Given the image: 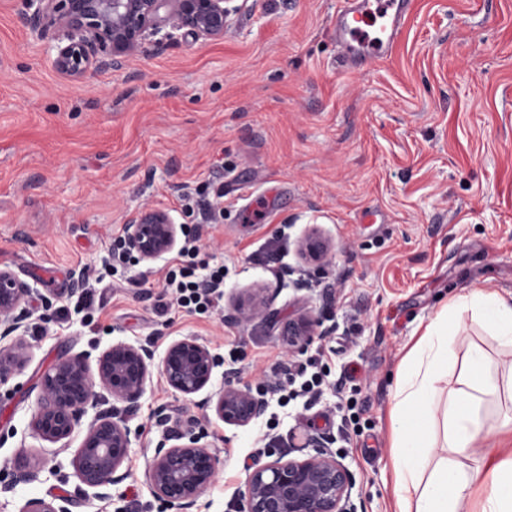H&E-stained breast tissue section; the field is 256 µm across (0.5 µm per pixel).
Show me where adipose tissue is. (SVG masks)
<instances>
[{"mask_svg": "<svg viewBox=\"0 0 512 512\" xmlns=\"http://www.w3.org/2000/svg\"><path fill=\"white\" fill-rule=\"evenodd\" d=\"M466 310L512 347V300L478 289L448 303L428 329L398 384L391 416L399 512H472L468 490L475 485L488 492L482 512H512V454L488 467L462 462L487 434L486 405L504 394L512 398V384L493 378L482 349L471 346L456 357ZM453 357L459 360L457 384L444 393L439 384ZM432 448L439 451L433 459L428 456Z\"/></svg>", "mask_w": 512, "mask_h": 512, "instance_id": "adipose-tissue-1", "label": "adipose tissue"}]
</instances>
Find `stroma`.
Wrapping results in <instances>:
<instances>
[{
	"instance_id": "1",
	"label": "stroma",
	"mask_w": 512,
	"mask_h": 512,
	"mask_svg": "<svg viewBox=\"0 0 512 512\" xmlns=\"http://www.w3.org/2000/svg\"><path fill=\"white\" fill-rule=\"evenodd\" d=\"M223 37L178 33L84 82L61 78L49 46L0 0V267L32 291L30 361L0 385V474L53 458L56 475L0 493V512L69 500L70 512H174L150 493L161 431L153 414L196 418L219 476L193 512H240L249 474L318 437L355 476L356 512H397L391 412L411 349L446 302L477 288L512 294V0H416L391 56L346 65L331 35L338 0H236ZM145 207L200 227L202 257L224 268L209 315L157 316L174 254L112 268L106 257ZM319 227L335 249L309 276L297 244ZM85 271L82 290L72 275ZM267 288L266 316L228 324L232 296ZM94 304L85 307V295ZM319 313L329 387L270 401L246 427L172 394L153 374L130 419L124 479L86 501L71 459L31 428L39 379L60 358L116 340L207 342L241 383L279 377L289 320ZM461 335L500 380L512 349L471 312Z\"/></svg>"
}]
</instances>
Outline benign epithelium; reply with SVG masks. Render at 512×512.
Listing matches in <instances>:
<instances>
[{
    "label": "benign epithelium",
    "instance_id": "obj_1",
    "mask_svg": "<svg viewBox=\"0 0 512 512\" xmlns=\"http://www.w3.org/2000/svg\"><path fill=\"white\" fill-rule=\"evenodd\" d=\"M235 0H27L20 21L38 41L51 43L50 66L64 79L81 82L102 69H110L139 52L149 39L163 45L175 33L185 31L198 39L224 36V27L237 7ZM180 225L162 209L143 208L125 225V249L142 263H153L179 244ZM302 261L320 273L333 258V247L317 229L298 244ZM31 295L29 285L7 267H0V384L22 371L29 362L23 340L25 317ZM267 309V288L257 285L233 297L224 321L239 324L261 317ZM321 317L311 311L288 321L286 355L325 335ZM218 357L205 342L181 338L171 341L161 355L153 345L116 341L93 357L88 353L63 357L40 382L38 411L32 427L44 441L68 448L77 431L83 432L73 466L79 482L102 490L124 477L120 470L129 458L130 415L141 406L153 368H158L167 388L187 400L203 393L202 404L213 407L227 425L245 427L262 417L268 408L263 395L240 385L236 372H224V385L213 389ZM111 397L112 409L99 408ZM95 410L88 423L83 419ZM162 438L156 445L149 469L154 498L177 512H190L215 483L219 459L205 434L195 431L192 420L173 421L156 415ZM314 449L301 459L280 455L254 470L239 491L242 512H354L351 493L355 479L336 455L307 438ZM45 466L37 463L19 468L0 485L7 493L15 486L40 479ZM22 512H69L45 499L29 500Z\"/></svg>",
    "mask_w": 512,
    "mask_h": 512
}]
</instances>
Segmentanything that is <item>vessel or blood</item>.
I'll use <instances>...</instances> for the list:
<instances>
[{"label": "vessel or blood", "mask_w": 512, "mask_h": 512, "mask_svg": "<svg viewBox=\"0 0 512 512\" xmlns=\"http://www.w3.org/2000/svg\"><path fill=\"white\" fill-rule=\"evenodd\" d=\"M413 8L414 0H342L333 32L347 63L391 55Z\"/></svg>", "instance_id": "1"}]
</instances>
